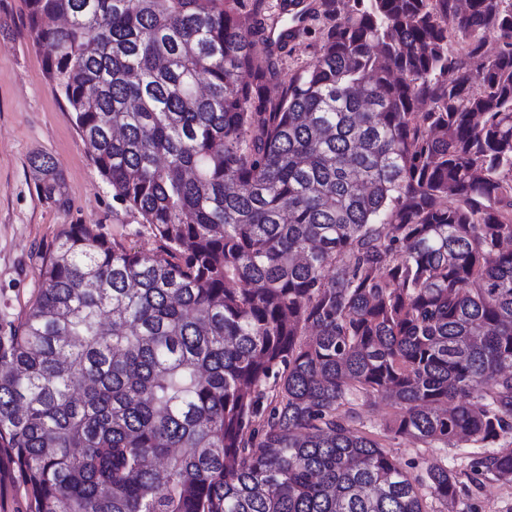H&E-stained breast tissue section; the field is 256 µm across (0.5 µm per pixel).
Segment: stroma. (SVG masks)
<instances>
[{
	"mask_svg": "<svg viewBox=\"0 0 512 512\" xmlns=\"http://www.w3.org/2000/svg\"><path fill=\"white\" fill-rule=\"evenodd\" d=\"M322 39L309 20L296 38L274 54L284 72L314 61ZM51 155L62 173L66 206L39 193L29 160ZM68 224H88L105 238L148 252L156 240L137 213L112 197L111 186L94 166L71 113L45 76V51L30 34L24 0H0V334L24 318L40 286V256L52 249ZM482 448H421L404 442L394 452L419 469L439 463L457 472L460 512H512V484L475 488L470 460ZM25 475L9 454L0 455V512H29Z\"/></svg>",
	"mask_w": 512,
	"mask_h": 512,
	"instance_id": "obj_1",
	"label": "stroma"
}]
</instances>
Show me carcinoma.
<instances>
[{"label": "carcinoma", "instance_id": "1", "mask_svg": "<svg viewBox=\"0 0 512 512\" xmlns=\"http://www.w3.org/2000/svg\"><path fill=\"white\" fill-rule=\"evenodd\" d=\"M238 2L24 0L158 246L69 224L41 256L0 452L30 512H458L453 470L393 448L495 445L470 470L512 484V3L318 0L283 75ZM306 29L299 36L290 40L282 49L274 48L275 57L285 73L292 72L301 66L314 61L322 39L321 24L318 21L307 20Z\"/></svg>", "mask_w": 512, "mask_h": 512}]
</instances>
